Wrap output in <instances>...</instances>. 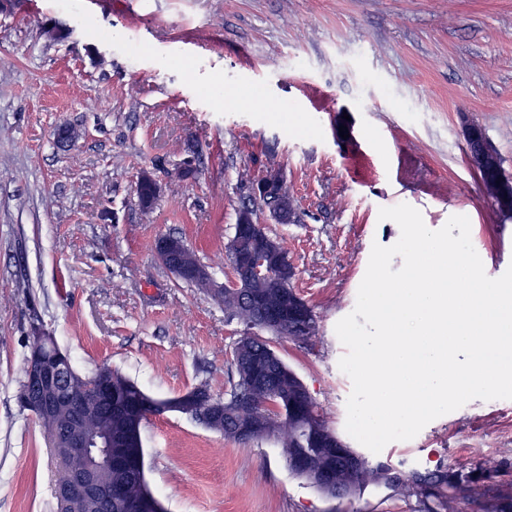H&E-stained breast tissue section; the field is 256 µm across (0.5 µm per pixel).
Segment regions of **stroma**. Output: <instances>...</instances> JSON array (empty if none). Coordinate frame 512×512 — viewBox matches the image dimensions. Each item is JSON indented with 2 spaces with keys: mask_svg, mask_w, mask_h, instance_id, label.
I'll return each instance as SVG.
<instances>
[{
  "mask_svg": "<svg viewBox=\"0 0 512 512\" xmlns=\"http://www.w3.org/2000/svg\"><path fill=\"white\" fill-rule=\"evenodd\" d=\"M70 30L50 41L48 21ZM135 36L140 55L130 53ZM481 125L512 176V0H6L0 7V512H52L44 432L15 394L32 322L75 368L119 369L152 396L229 388L244 327L155 255L183 237L217 282L251 184L285 177L301 217L283 240L318 318L304 343L273 338L339 437L350 378L336 323L356 305L373 244L418 209L440 229L467 216L496 276L512 266V214L486 195L465 127ZM75 141L60 144L58 125ZM347 136H340V127ZM194 157L197 176L179 177ZM161 188L152 212L142 172ZM145 474L168 512H422L367 487L329 500L271 442L242 446L184 416L149 417ZM396 470L512 480V399H474L409 441L367 453Z\"/></svg>",
  "mask_w": 512,
  "mask_h": 512,
  "instance_id": "35a3bbf8",
  "label": "stroma"
}]
</instances>
